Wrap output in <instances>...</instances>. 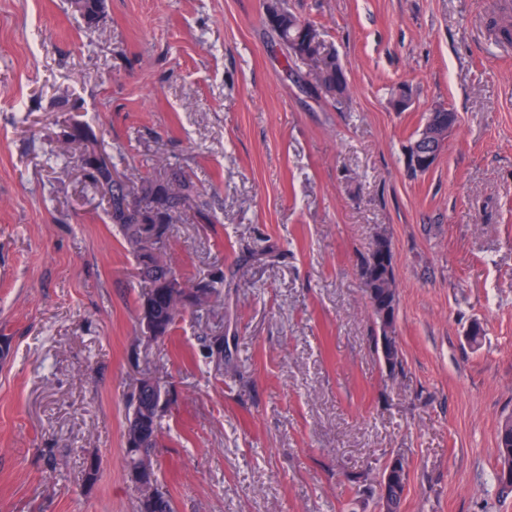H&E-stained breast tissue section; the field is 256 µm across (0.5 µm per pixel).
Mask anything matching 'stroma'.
I'll use <instances>...</instances> for the list:
<instances>
[{
  "instance_id": "1",
  "label": "stroma",
  "mask_w": 512,
  "mask_h": 512,
  "mask_svg": "<svg viewBox=\"0 0 512 512\" xmlns=\"http://www.w3.org/2000/svg\"><path fill=\"white\" fill-rule=\"evenodd\" d=\"M268 2L106 0L90 25L67 0H0V512H136L124 432L148 371L173 388L156 454L177 512H346L354 479L399 452L402 512H512L495 479L512 414V11L286 0L347 72L331 101L287 68ZM437 105L458 126L411 174L405 146ZM73 122L128 181L163 159L206 194L213 223L185 214L169 245L188 277L223 269L207 320L142 337L132 255L78 167L49 157ZM382 233L393 371L360 276Z\"/></svg>"
}]
</instances>
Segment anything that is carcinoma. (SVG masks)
<instances>
[{
  "label": "carcinoma",
  "instance_id": "carcinoma-1",
  "mask_svg": "<svg viewBox=\"0 0 512 512\" xmlns=\"http://www.w3.org/2000/svg\"><path fill=\"white\" fill-rule=\"evenodd\" d=\"M104 0H83L87 23L93 24L104 12ZM267 24L285 51L286 63H305L321 71L316 88L324 97L334 100L344 95L347 85L336 83V62L331 59L325 44H316L315 35L299 34V17L288 10L283 0H271L267 6ZM54 155L75 163L89 187L101 193L107 202L109 223L121 232L136 263V276L144 286L139 299V313L148 297L154 302L155 318L164 329V336L172 333L186 309L162 293V284L179 274L175 259L167 253V241L174 224L182 216L193 212L204 223H211L209 202L194 191L192 181L178 170L164 167V174L144 181L135 188L118 176L114 156L100 149L93 132L85 125L72 123L62 135ZM371 315L379 329H396L399 292L396 285L393 254L388 237H383L361 266ZM209 288L198 299L193 312L198 319L214 311L224 293V270L217 268L207 274ZM164 412L156 411L155 392L145 387L133 394L125 435L139 429L148 431V455L155 454L163 433ZM499 468L512 466V420L505 419L497 433ZM408 484V459L400 455V479L389 487L386 497L387 512H401Z\"/></svg>",
  "mask_w": 512,
  "mask_h": 512
}]
</instances>
